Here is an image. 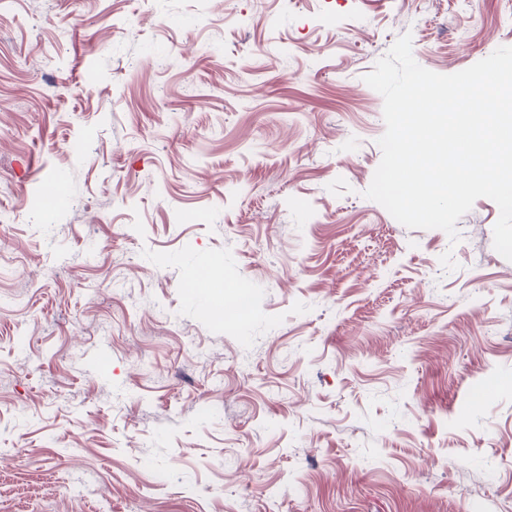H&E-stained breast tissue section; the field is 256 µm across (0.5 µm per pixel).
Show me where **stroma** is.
<instances>
[{"instance_id":"stroma-1","label":"stroma","mask_w":512,"mask_h":512,"mask_svg":"<svg viewBox=\"0 0 512 512\" xmlns=\"http://www.w3.org/2000/svg\"><path fill=\"white\" fill-rule=\"evenodd\" d=\"M407 32L512 0H0V512H512L499 208L364 196Z\"/></svg>"}]
</instances>
